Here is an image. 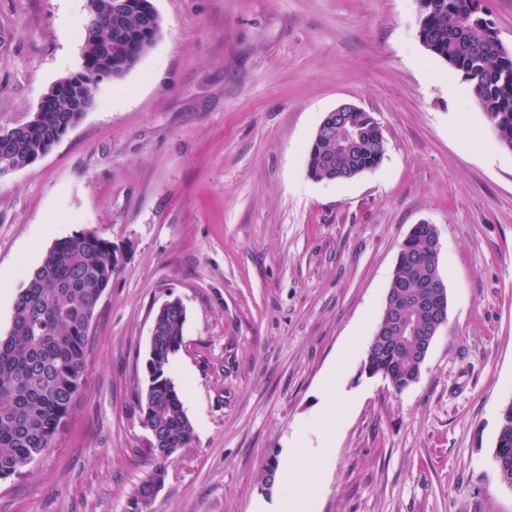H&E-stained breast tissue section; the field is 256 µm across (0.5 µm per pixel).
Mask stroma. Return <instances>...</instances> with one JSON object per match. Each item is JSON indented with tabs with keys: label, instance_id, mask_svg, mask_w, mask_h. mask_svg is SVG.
I'll list each match as a JSON object with an SVG mask.
<instances>
[{
	"label": "stroma",
	"instance_id": "stroma-1",
	"mask_svg": "<svg viewBox=\"0 0 512 512\" xmlns=\"http://www.w3.org/2000/svg\"><path fill=\"white\" fill-rule=\"evenodd\" d=\"M162 32L35 164L0 177V334L55 241L121 259L89 329L85 382L52 449L0 481V512H129L152 466L136 410L160 305L187 311L169 373L193 443L151 512H294L271 460L315 480L307 512H512L493 458L512 403V150L418 37L417 0H153ZM87 0H0V129L77 71ZM349 101L379 167L312 180ZM439 235L448 322L416 383L363 370L402 241ZM346 369H339V362ZM336 451L317 466L337 394Z\"/></svg>",
	"mask_w": 512,
	"mask_h": 512
}]
</instances>
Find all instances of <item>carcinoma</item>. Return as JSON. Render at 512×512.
Here are the masks:
<instances>
[{
  "label": "carcinoma",
  "instance_id": "obj_1",
  "mask_svg": "<svg viewBox=\"0 0 512 512\" xmlns=\"http://www.w3.org/2000/svg\"><path fill=\"white\" fill-rule=\"evenodd\" d=\"M99 27L93 39L83 38L79 76L58 82L57 93L46 103L40 120L0 137V168L12 170L35 163L58 143L91 108L92 87L106 79L112 61V79L126 76L154 46L162 30L153 0H93ZM420 42L461 74L482 112L489 118L499 143L512 149V51L506 49L475 10L474 0H418ZM325 133L313 139L306 156L308 175L316 181H334L336 172L349 175L379 167L385 138L368 112L351 113V125L336 126L330 113ZM438 251V233L420 224L400 247V258L385 299L381 320L386 343L376 326L364 359V370L385 376L393 391L411 385L420 372L419 345L411 332L395 322L406 317L422 328L426 318L418 307L431 297L443 277L432 255ZM112 242L92 231L77 232L51 245L41 264L13 305L10 328L0 336V479L22 474L37 457L53 447L84 384L90 323L101 295L112 280ZM186 316L176 305L154 315V341L149 360L150 379L136 396L142 426L159 445L149 444L154 459L146 475L165 473L173 459L171 448H186L194 427L182 393L169 367L182 346ZM494 459L502 481L512 487V403L502 410Z\"/></svg>",
  "mask_w": 512,
  "mask_h": 512
}]
</instances>
